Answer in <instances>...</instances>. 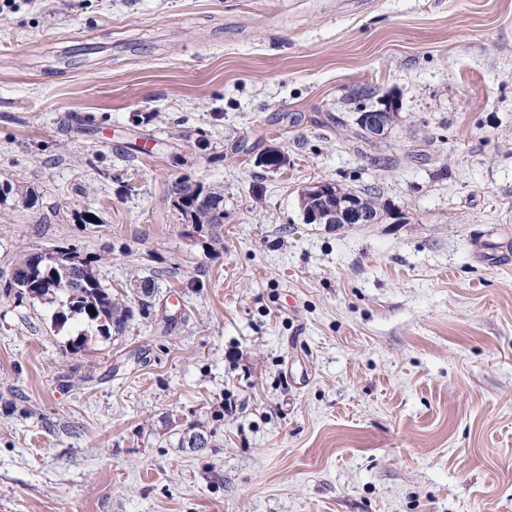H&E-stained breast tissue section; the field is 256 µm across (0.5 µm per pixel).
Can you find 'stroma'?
<instances>
[{
    "label": "stroma",
    "instance_id": "stroma-1",
    "mask_svg": "<svg viewBox=\"0 0 512 512\" xmlns=\"http://www.w3.org/2000/svg\"><path fill=\"white\" fill-rule=\"evenodd\" d=\"M315 181L401 220L304 223ZM5 183L0 512H512V0H9ZM68 249L134 310L79 353L11 285ZM391 111V105L384 104V108L370 110L367 112H359L356 122L364 130V133L369 139L381 140L384 139L392 124V119L395 112ZM336 127L346 128L349 141L352 144H360L369 141L366 136L356 125H349L340 117L336 118ZM176 196H170L172 205L191 224H220L224 221V195L215 190H205L202 185L186 181L175 183Z\"/></svg>",
    "mask_w": 512,
    "mask_h": 512
}]
</instances>
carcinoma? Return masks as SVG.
Returning a JSON list of instances; mask_svg holds the SVG:
<instances>
[{
    "mask_svg": "<svg viewBox=\"0 0 512 512\" xmlns=\"http://www.w3.org/2000/svg\"><path fill=\"white\" fill-rule=\"evenodd\" d=\"M171 203L191 224L202 227L224 223V195L218 191L182 181ZM80 267L79 272L65 261L60 264L51 261L36 269L31 258L24 255L13 274V285L23 294L34 293L41 299L59 293L65 296L69 312L86 325L70 341V351L74 353L85 349L89 331L103 337L120 333L132 317L122 295L103 287L86 262H80Z\"/></svg>",
    "mask_w": 512,
    "mask_h": 512,
    "instance_id": "cac0c4a2",
    "label": "carcinoma"
}]
</instances>
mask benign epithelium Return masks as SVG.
Segmentation results:
<instances>
[{
  "label": "benign epithelium",
  "mask_w": 512,
  "mask_h": 512,
  "mask_svg": "<svg viewBox=\"0 0 512 512\" xmlns=\"http://www.w3.org/2000/svg\"><path fill=\"white\" fill-rule=\"evenodd\" d=\"M391 106L358 113L356 122L372 140L385 138L392 124ZM303 220L314 224H378L383 216L397 217L388 206L373 209L363 205L355 194L343 191L331 182H314L299 194Z\"/></svg>",
  "instance_id": "benign-epithelium-1"
}]
</instances>
